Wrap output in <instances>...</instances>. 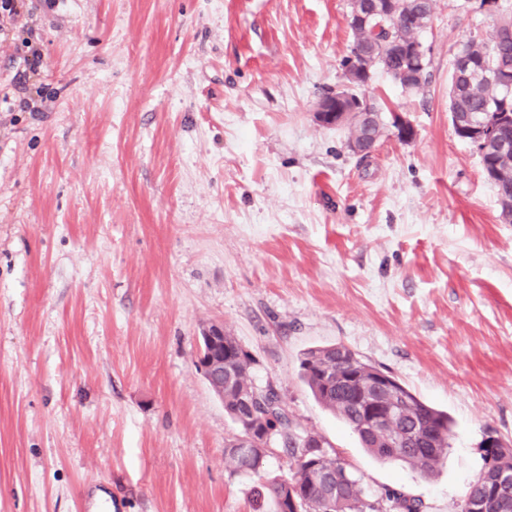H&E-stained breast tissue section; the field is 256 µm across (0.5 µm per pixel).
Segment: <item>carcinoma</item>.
<instances>
[{
	"label": "carcinoma",
	"mask_w": 512,
	"mask_h": 512,
	"mask_svg": "<svg viewBox=\"0 0 512 512\" xmlns=\"http://www.w3.org/2000/svg\"><path fill=\"white\" fill-rule=\"evenodd\" d=\"M434 0H395L396 16L377 15L365 28L353 31L352 58L367 55L372 60L371 70L380 69L390 75L407 91H419L427 83L428 63L417 67L408 52H395L390 45L399 42L407 46L421 43L420 35L433 17ZM500 13L492 34L486 40L470 39L460 45L472 57L467 70L453 72L448 92V111L459 124L456 135L465 140L473 136L463 132L470 125L483 128L503 120L512 126V90L508 91L495 80L503 68L512 70V39H504L500 31L512 28V3L496 6ZM344 97L356 107L362 105L367 112L377 108L352 92L343 89L327 94L323 100ZM483 172L495 185L502 215L512 222V148L498 152L490 146L481 157ZM230 355L224 357V410L239 433L258 436L272 431V445L282 450L293 461L287 478L266 476L269 449L239 448L237 438L225 443L224 462L235 471L249 473L258 479L256 502L273 504L288 498L289 485L297 486L300 512H422L423 505L396 490H387L384 497L371 500L359 478L347 471L336 454L325 448H302L298 441L305 432L298 429L289 417L281 396L267 385L269 392L258 394L253 410H245L242 398L259 389L252 378L254 360L230 333L220 338ZM301 377L313 396L326 409L342 419L359 437L363 446L382 460L403 462L424 477L434 475L450 448V419L447 413L421 401L396 378H390V388L372 387L373 400L387 401L396 392L408 404L400 410L392 423L372 430L367 427L365 413L355 395L366 383L376 367L358 357L343 345H330L311 349L300 362ZM484 464L493 465L494 472L512 476V448L484 449ZM495 494L496 512H512V482L505 479L488 484V478L478 477L458 512H468L466 506Z\"/></svg>",
	"instance_id": "obj_1"
}]
</instances>
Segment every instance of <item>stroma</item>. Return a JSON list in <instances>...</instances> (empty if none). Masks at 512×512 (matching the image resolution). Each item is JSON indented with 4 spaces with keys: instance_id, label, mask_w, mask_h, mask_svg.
Returning <instances> with one entry per match:
<instances>
[{
    "instance_id": "stroma-1",
    "label": "stroma",
    "mask_w": 512,
    "mask_h": 512,
    "mask_svg": "<svg viewBox=\"0 0 512 512\" xmlns=\"http://www.w3.org/2000/svg\"><path fill=\"white\" fill-rule=\"evenodd\" d=\"M0 41V512H255L196 367L223 325L372 497L456 512L512 446V223L448 112L497 15L436 0L417 93L375 71L369 157L317 122L349 0H33ZM43 66L25 70L23 40ZM341 344L448 412L438 473L381 460L300 377Z\"/></svg>"
}]
</instances>
